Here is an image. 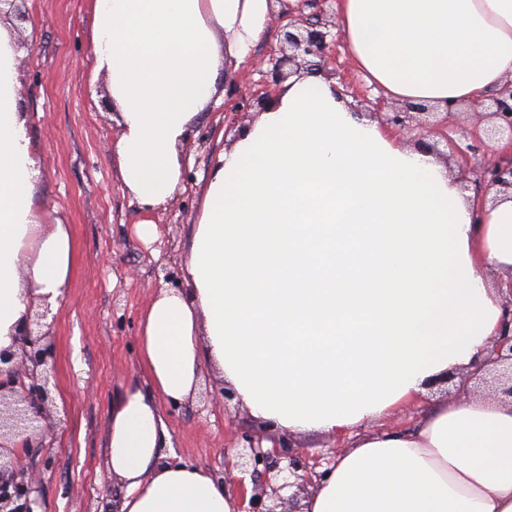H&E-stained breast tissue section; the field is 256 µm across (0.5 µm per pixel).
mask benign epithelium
<instances>
[{
  "label": "benign epithelium",
  "mask_w": 512,
  "mask_h": 512,
  "mask_svg": "<svg viewBox=\"0 0 512 512\" xmlns=\"http://www.w3.org/2000/svg\"><path fill=\"white\" fill-rule=\"evenodd\" d=\"M27 0H0V17L24 22L28 18ZM288 17L284 31V47L280 56L267 71L268 84L278 85L289 74L285 65L300 66L310 71H320L327 64L330 45L327 33L321 30L320 22L303 17L300 12L283 10ZM478 111L488 126L483 128L484 138L490 142L508 138L512 145V80L488 95ZM422 103H405V108L386 115V124L411 133L414 131V111H425ZM478 185L482 195H512V157L504 161H492L482 166L478 174ZM508 316L504 320L499 336L491 342L488 356L475 364L469 379L477 381V387L485 389L499 401L512 404V282L509 283ZM28 322L22 333L21 355L0 353V440H8L15 447H43L35 441L38 423L50 398L54 364L45 335L32 329ZM264 437L243 432L230 450L235 452V467L238 474L226 473L222 482L242 486L245 480L252 484L249 498H241L240 512H276L270 505L282 499L281 491L288 488L294 492L288 496V510L297 512L299 495L310 493L315 481L322 474L315 471L316 464L303 453L289 449L285 439L278 440L279 450L268 451L262 447ZM288 459L286 469L279 468L278 459ZM288 471L279 485L272 483L270 473ZM32 479L26 476L20 458L0 454V512H37L40 503L35 496Z\"/></svg>",
  "instance_id": "1"
}]
</instances>
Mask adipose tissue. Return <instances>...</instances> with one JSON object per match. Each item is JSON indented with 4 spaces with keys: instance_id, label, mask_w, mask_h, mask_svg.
<instances>
[{
    "instance_id": "ef3b65f1",
    "label": "adipose tissue",
    "mask_w": 512,
    "mask_h": 512,
    "mask_svg": "<svg viewBox=\"0 0 512 512\" xmlns=\"http://www.w3.org/2000/svg\"><path fill=\"white\" fill-rule=\"evenodd\" d=\"M87 62L119 134L112 160L140 206L137 236L184 189L191 128L226 64L267 34L274 0H89ZM355 67L400 102H481L512 78V0H339ZM18 34L0 20V352L73 275L69 225L38 208L41 167L21 106ZM512 268V198L477 209L435 156L299 73L220 151L185 272L143 315L148 386L116 391L108 470L120 512H236L203 468L166 462L162 405L213 368L280 435L355 433L304 512H512V406L438 402L417 427L365 431L440 376L483 359Z\"/></svg>"
}]
</instances>
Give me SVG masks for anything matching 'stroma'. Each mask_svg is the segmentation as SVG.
Masks as SVG:
<instances>
[{
  "label": "stroma",
  "instance_id": "obj_1",
  "mask_svg": "<svg viewBox=\"0 0 512 512\" xmlns=\"http://www.w3.org/2000/svg\"><path fill=\"white\" fill-rule=\"evenodd\" d=\"M27 6L32 34L20 59V94L42 160L38 201L46 223L69 225L76 263L63 300L46 318L56 374L50 415L41 423L46 445L28 449L21 459L40 512H118L122 492L106 464L112 396L144 379L139 322L152 296L165 289V270L177 272V289L187 288L181 272L200 209V187L216 154L237 135L224 127L234 93L264 88L266 79L245 63L225 83L224 99L185 146L188 190L154 213L157 236L145 243L133 232L141 213L112 166L117 129L111 109L85 61L88 0H28ZM292 7L320 15L336 39V68L344 74L336 82L341 94L362 110L391 111L392 101L368 85L339 42L333 0H294ZM199 386L200 393L185 402L165 405L172 445L162 454L218 477L232 432L255 424L237 400L221 395L223 383L212 373H203Z\"/></svg>",
  "mask_w": 512,
  "mask_h": 512
}]
</instances>
